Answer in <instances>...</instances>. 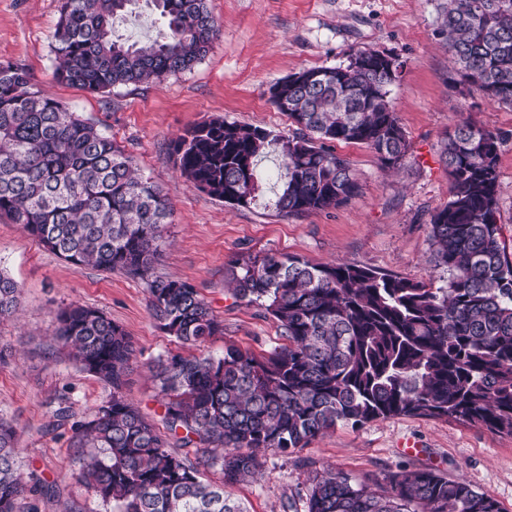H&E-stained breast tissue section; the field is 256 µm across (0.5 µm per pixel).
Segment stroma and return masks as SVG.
I'll return each mask as SVG.
<instances>
[{"label": "stroma", "mask_w": 512, "mask_h": 512, "mask_svg": "<svg viewBox=\"0 0 512 512\" xmlns=\"http://www.w3.org/2000/svg\"><path fill=\"white\" fill-rule=\"evenodd\" d=\"M441 0H208L222 34L191 70L163 83L93 93L54 77V32L61 0H0V62L26 69L34 89L94 123L130 154L169 201L160 273L194 285L223 326L199 347L222 355L235 345L268 356L283 345L275 321L258 304L236 299L237 260L276 251L314 264H361L415 281H438L430 218L449 198L440 148L456 122L470 118L504 135L499 158L497 222L512 256V107L454 83L440 17ZM116 36L156 39L163 29L146 0L116 19ZM373 50L398 58L403 69L390 89L394 112L411 145L403 166L384 171L363 144H336L349 159L360 189L342 206L285 215L274 204L270 175L278 159L262 158V193L246 206L216 200L175 169L174 139L213 117L259 126L285 137L295 125L270 98L275 82L311 67L346 63L351 53ZM0 272L20 289L18 311L0 319V414L14 420L20 460L40 481L39 512H112L111 504L73 475L86 451L72 439V424L91 420L109 390L80 370L57 336L58 310L80 303L122 326L136 349L125 397L148 418L162 398L150 365L187 348L161 329L145 284L120 272L80 269L40 245L21 225L0 217ZM69 408L71 421L51 416ZM414 451H405V443ZM260 475L232 493L248 512H281L285 498L305 507L310 479L332 468L372 490H389L392 475L429 467L465 478L512 512V436L446 418L400 416L358 428L336 425L293 453H262Z\"/></svg>", "instance_id": "stroma-1"}]
</instances>
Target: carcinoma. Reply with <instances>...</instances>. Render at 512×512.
I'll list each match as a JSON object with an SVG mask.
<instances>
[{
	"label": "carcinoma",
	"instance_id": "cac0c4a2",
	"mask_svg": "<svg viewBox=\"0 0 512 512\" xmlns=\"http://www.w3.org/2000/svg\"><path fill=\"white\" fill-rule=\"evenodd\" d=\"M137 0H63L54 34L57 80L92 92L162 83L191 69L221 33L208 0H151L160 39L128 43L114 20ZM456 82L512 107V0H444ZM276 82L277 108L296 135L215 117L174 143V165L195 188L246 206L262 192L258 158L280 156L276 209L337 208L358 193L333 143L365 144L381 168L400 167L410 145L389 99L386 60L302 71ZM502 137L463 118L441 148L448 203L430 219L442 286L345 263L316 265L269 252L236 262V298L264 306L287 343L258 358L235 345L221 356L159 357L162 426L122 395L135 354L103 312L72 305L59 337L81 370L112 389L75 435L95 453L73 479L113 512H246L228 488L259 473L260 450L302 448L341 423L396 416L451 418L512 435V260L497 225ZM0 215L77 269L119 270L142 280L154 317L181 344L222 330L190 283L155 273L171 208L133 158L94 124L33 89L27 71L0 63ZM19 288L0 273V319ZM176 442L182 451L171 448ZM12 421L0 416V512H37ZM219 469L220 483L202 478ZM306 512H502L464 478L403 470L378 493L332 469L316 473Z\"/></svg>",
	"mask_w": 512,
	"mask_h": 512
}]
</instances>
